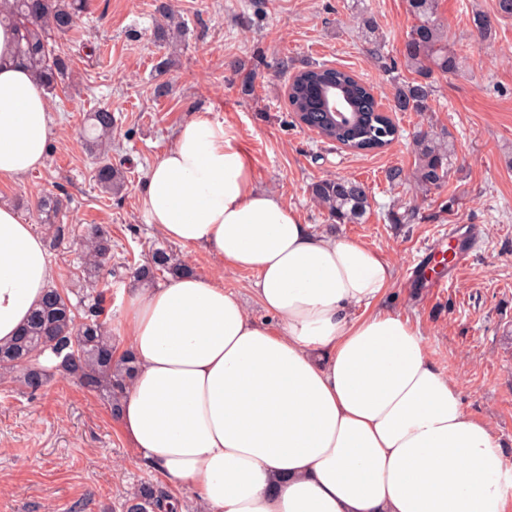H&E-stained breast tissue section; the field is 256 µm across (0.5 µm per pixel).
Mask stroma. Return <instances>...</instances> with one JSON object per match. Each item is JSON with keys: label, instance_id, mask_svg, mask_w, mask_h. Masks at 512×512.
<instances>
[{"label": "stroma", "instance_id": "obj_1", "mask_svg": "<svg viewBox=\"0 0 512 512\" xmlns=\"http://www.w3.org/2000/svg\"><path fill=\"white\" fill-rule=\"evenodd\" d=\"M496 3L439 0L461 69L434 74L430 111L397 112L395 88L411 77L402 56L413 22L406 0H93L65 45L73 59L65 89L48 101L45 162L20 182L0 185V205L15 209L43 240L52 287L79 290V239L86 225L100 224L112 233L113 266L172 247L191 260L194 274L217 280L249 316L272 325L255 299L254 272L170 243L143 204L147 171L172 146L176 127L208 114L243 149L258 189L294 209L311 232L358 240L390 264L392 285L378 308L420 331L436 367L458 382L465 411L489 422L512 465V17H501ZM163 6L185 24L165 48L153 36ZM477 14L490 20L492 38L478 39ZM366 16L373 28L362 25ZM88 45L95 55H86ZM165 55L174 64L160 77L155 66ZM311 63L352 71L370 85L398 129L393 142L356 154L296 122L288 84ZM161 83L163 96L156 93ZM102 106L115 118L112 162L125 176L112 195L94 181L96 159L79 139L86 115ZM420 131L446 137L455 149L447 181L428 191L408 183ZM396 168L405 182L390 180ZM336 176L365 186L370 210L362 223H336L313 199L311 183ZM42 192L63 203V236L26 206ZM452 224L479 226L481 235L467 267L435 296L411 270L422 246L438 238L442 249L428 273L447 275ZM143 288L129 275L99 283L115 348L128 346L123 309ZM144 481L166 484L130 447L106 396L60 375L33 394L0 380V512H120L126 493Z\"/></svg>", "mask_w": 512, "mask_h": 512}]
</instances>
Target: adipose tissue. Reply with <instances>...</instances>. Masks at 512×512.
Wrapping results in <instances>:
<instances>
[{"label": "adipose tissue", "instance_id": "adipose-tissue-1", "mask_svg": "<svg viewBox=\"0 0 512 512\" xmlns=\"http://www.w3.org/2000/svg\"><path fill=\"white\" fill-rule=\"evenodd\" d=\"M44 89L0 26V184L41 167ZM150 221L257 276L277 322L192 274L131 297L136 370L119 427L141 459L190 484L204 512H512V467L420 333L373 305L392 283L362 242L317 235L259 190L221 124L193 114L152 166ZM40 236L0 205V345L41 303Z\"/></svg>", "mask_w": 512, "mask_h": 512}]
</instances>
